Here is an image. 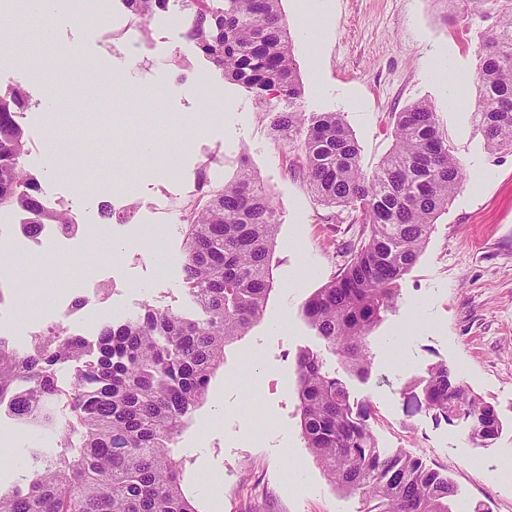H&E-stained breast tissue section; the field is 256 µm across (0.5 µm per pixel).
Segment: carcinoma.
Listing matches in <instances>:
<instances>
[{
  "label": "carcinoma",
  "mask_w": 512,
  "mask_h": 512,
  "mask_svg": "<svg viewBox=\"0 0 512 512\" xmlns=\"http://www.w3.org/2000/svg\"><path fill=\"white\" fill-rule=\"evenodd\" d=\"M146 27L179 5L193 21L186 37L224 76L290 100L302 95L281 0H123ZM464 12L493 23L480 35L473 119L489 153L512 150V0H464ZM31 105L20 85L0 88V214L26 210L41 224L42 189L26 166L22 114ZM272 130L295 152L316 199L350 211L361 225L349 259L306 300L308 324L360 379L371 371L369 338L394 309L399 281L424 248L436 218L466 175L425 102L395 113L394 144L368 175L343 116L305 120L282 112ZM181 210L186 224L185 284L204 317L187 319L149 303L143 313L102 327L98 352L54 328L24 349L0 336V407L23 425L52 424L60 396L50 367L78 363L71 405L77 425L26 483L0 488V512H197L181 484L171 444L202 403L224 347L263 313L272 290L271 251L279 230L273 202L248 166ZM301 430L307 448L342 492L375 502L369 512H455L448 477L406 452L385 454L368 424L369 406L351 401L346 383L318 353L296 357ZM417 407L435 421L469 423L471 441L488 445L500 429L495 408L439 363L407 382Z\"/></svg>",
  "instance_id": "1"
}]
</instances>
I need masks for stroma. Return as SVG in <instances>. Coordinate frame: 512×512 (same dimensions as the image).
Instances as JSON below:
<instances>
[{
    "label": "stroma",
    "instance_id": "obj_1",
    "mask_svg": "<svg viewBox=\"0 0 512 512\" xmlns=\"http://www.w3.org/2000/svg\"><path fill=\"white\" fill-rule=\"evenodd\" d=\"M307 19L301 0H281L302 81V96L291 102L261 96L224 78L186 40L167 42V21L156 17L155 46L137 53L122 38L103 39L90 24L65 21L57 44L113 67H133L136 92L103 83L94 103L68 95L84 78L70 61L59 62L54 87L29 86L24 71L0 69V86L25 85L31 105L25 113L31 155H38L53 129L45 103L55 90L65 93L57 119L71 127L81 113H100L112 133L108 157L92 166L62 162L36 168L44 192L55 194L79 222L85 238L77 251L52 267L19 251L17 225L0 224V319L31 343L44 332L34 305L17 309L15 296L30 284L64 292L61 328L95 340L113 319L142 313L145 305L197 317L199 311L183 278L184 226L180 208L195 195L198 172L209 164L212 183L231 181L249 163L272 198L280 219L272 250L274 287L262 316L244 336L224 348V362L206 397L173 445L182 463V487L198 512H369L357 494L340 493L327 478L301 434L297 411L296 357L310 349L340 369L322 339L302 316L307 298L338 271L345 246L360 227L346 209L322 206L290 164L293 149L275 138L270 121L280 112H339L358 142L364 172H373L392 143L393 115L419 101L432 104L461 163L466 180L437 219L428 243L400 282L395 308L375 329L369 377L348 378L352 400L370 406L369 424L384 451H405L447 474L462 512L475 507L512 512V482L502 479L512 466V153L492 154L472 120V107L448 105V88L431 76L440 56L454 51L467 94H474L481 19L463 20L446 0H319ZM318 38L307 39V23ZM220 83L224 122L212 124L210 99L153 101L138 96L160 79L178 83L199 76ZM187 129L184 141L169 139L173 125ZM146 132L161 146L154 169L141 174L127 201L131 220L110 226L99 239L100 204L109 180L128 174L127 140ZM176 164L160 167L167 157ZM122 242L113 251L114 242ZM100 274L88 292L71 289L82 268ZM445 363L457 380L493 404L502 427L488 446L472 444L464 425L436 423L416 408L405 384ZM43 430L17 423L0 409V486L4 472L19 467L29 475L36 463L30 450Z\"/></svg>",
    "mask_w": 512,
    "mask_h": 512
}]
</instances>
